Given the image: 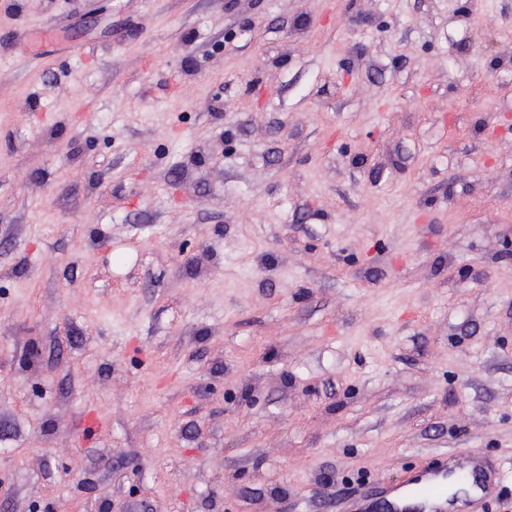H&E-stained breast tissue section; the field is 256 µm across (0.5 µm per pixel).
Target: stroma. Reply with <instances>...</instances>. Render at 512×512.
Returning <instances> with one entry per match:
<instances>
[{"instance_id": "stroma-1", "label": "stroma", "mask_w": 512, "mask_h": 512, "mask_svg": "<svg viewBox=\"0 0 512 512\" xmlns=\"http://www.w3.org/2000/svg\"><path fill=\"white\" fill-rule=\"evenodd\" d=\"M452 449L512 488V0H0V512Z\"/></svg>"}]
</instances>
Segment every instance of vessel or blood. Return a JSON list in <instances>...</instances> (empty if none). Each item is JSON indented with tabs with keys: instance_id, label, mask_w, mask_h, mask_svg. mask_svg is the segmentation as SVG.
Listing matches in <instances>:
<instances>
[{
	"instance_id": "vessel-or-blood-1",
	"label": "vessel or blood",
	"mask_w": 512,
	"mask_h": 512,
	"mask_svg": "<svg viewBox=\"0 0 512 512\" xmlns=\"http://www.w3.org/2000/svg\"><path fill=\"white\" fill-rule=\"evenodd\" d=\"M472 486L480 498L497 494L502 481L498 467L463 451L442 456L414 480L412 498L398 494L397 487L380 488L378 505L384 512H466L469 499L449 497L447 481Z\"/></svg>"
}]
</instances>
